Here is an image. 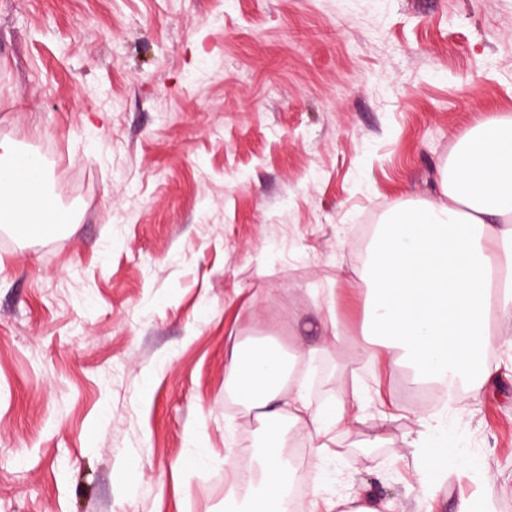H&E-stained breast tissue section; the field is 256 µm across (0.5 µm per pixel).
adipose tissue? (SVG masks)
Returning <instances> with one entry per match:
<instances>
[{"instance_id": "ef3b65f1", "label": "adipose tissue", "mask_w": 512, "mask_h": 512, "mask_svg": "<svg viewBox=\"0 0 512 512\" xmlns=\"http://www.w3.org/2000/svg\"><path fill=\"white\" fill-rule=\"evenodd\" d=\"M47 171L35 153L0 140V223L21 238L44 224L67 217L45 192ZM41 193L38 209L8 207L16 185ZM369 285L365 324L369 339L358 355L384 369L405 362L418 383L462 381L456 413L465 416L468 400L494 381L488 351L496 326L512 319V119L486 121L458 140L440 179L434 201L396 207L381 225L363 267ZM246 343H235L225 367L227 390L255 413L265 432L261 472L253 474L238 457H228L234 486L244 491L240 512H289V491L299 471L280 451V429L304 433L311 456H321V438L347 430L362 397L312 407L303 388L286 391L287 360L275 344L262 343L249 379L239 373ZM419 427L411 445L435 482L448 477V435L443 415L416 411ZM466 471L474 493L461 498L456 512H494L496 484L474 459ZM314 512H405L397 503H380L359 494L316 497Z\"/></svg>"}]
</instances>
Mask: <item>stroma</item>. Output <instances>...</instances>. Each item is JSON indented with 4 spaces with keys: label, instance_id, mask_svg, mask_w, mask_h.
<instances>
[{
    "label": "stroma",
    "instance_id": "1",
    "mask_svg": "<svg viewBox=\"0 0 512 512\" xmlns=\"http://www.w3.org/2000/svg\"><path fill=\"white\" fill-rule=\"evenodd\" d=\"M510 117L512 0H0V139L43 157L71 216L0 228V512H224L226 452L261 445L225 392L245 336L318 348L312 405L364 395L323 495L455 512L465 455L503 512L512 349L449 414L450 476L425 493L422 388L354 344L359 232L436 198L459 137ZM340 297L338 292L331 294L327 301L329 317L326 325V331L328 336L336 338V346H342L345 344V330L338 316L337 309L339 307Z\"/></svg>",
    "mask_w": 512,
    "mask_h": 512
}]
</instances>
